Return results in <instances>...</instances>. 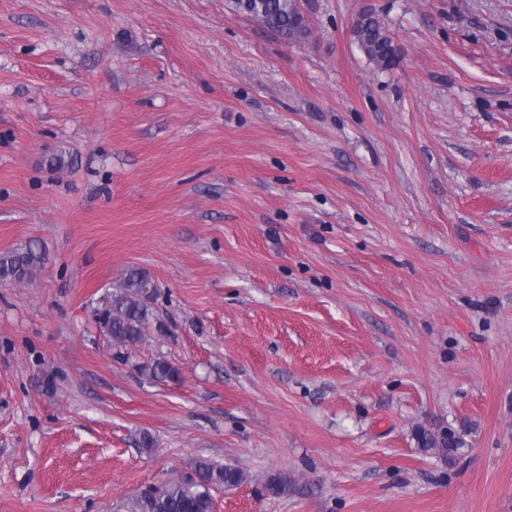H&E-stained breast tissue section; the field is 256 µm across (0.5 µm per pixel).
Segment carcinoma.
<instances>
[{
    "mask_svg": "<svg viewBox=\"0 0 512 512\" xmlns=\"http://www.w3.org/2000/svg\"><path fill=\"white\" fill-rule=\"evenodd\" d=\"M230 9L286 38L305 31L303 16L293 0H230ZM353 33L370 61L384 69L398 64V47L374 12L359 14ZM42 262L41 254L32 249L0 254V281L24 283L33 277ZM149 284L151 279L145 271L132 268L103 305L94 311L100 331L120 350L136 348L145 339L148 325L154 323L162 327L150 306L153 295L146 290ZM141 371L157 381L174 380L178 376V369L161 358L141 367ZM418 443L425 450L439 451L446 459L459 447L460 440L452 434L435 436L423 431L418 435ZM245 480L244 472L234 465L199 460L195 464V477L175 478L140 492L132 500L131 512H213V491L221 487H237ZM266 489L275 495L287 496L295 492V482L287 475L277 473L269 477Z\"/></svg>",
    "mask_w": 512,
    "mask_h": 512,
    "instance_id": "obj_1",
    "label": "carcinoma"
}]
</instances>
